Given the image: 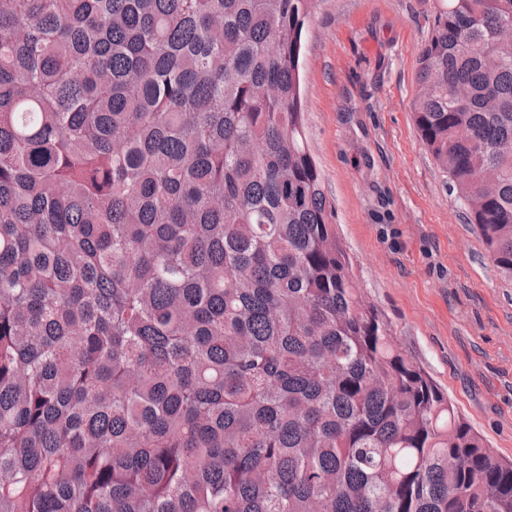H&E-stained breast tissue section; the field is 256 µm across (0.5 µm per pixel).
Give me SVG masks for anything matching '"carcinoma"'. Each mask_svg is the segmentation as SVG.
<instances>
[{
    "mask_svg": "<svg viewBox=\"0 0 512 512\" xmlns=\"http://www.w3.org/2000/svg\"><path fill=\"white\" fill-rule=\"evenodd\" d=\"M315 0H0V512H512L355 288ZM512 0H436L413 119L512 279Z\"/></svg>",
    "mask_w": 512,
    "mask_h": 512,
    "instance_id": "1",
    "label": "carcinoma"
}]
</instances>
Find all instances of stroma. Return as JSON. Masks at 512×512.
Here are the masks:
<instances>
[{
  "instance_id": "35a3bbf8",
  "label": "stroma",
  "mask_w": 512,
  "mask_h": 512,
  "mask_svg": "<svg viewBox=\"0 0 512 512\" xmlns=\"http://www.w3.org/2000/svg\"><path fill=\"white\" fill-rule=\"evenodd\" d=\"M433 0H316L307 137L366 301L400 349L512 459V281L501 278L412 120Z\"/></svg>"
}]
</instances>
